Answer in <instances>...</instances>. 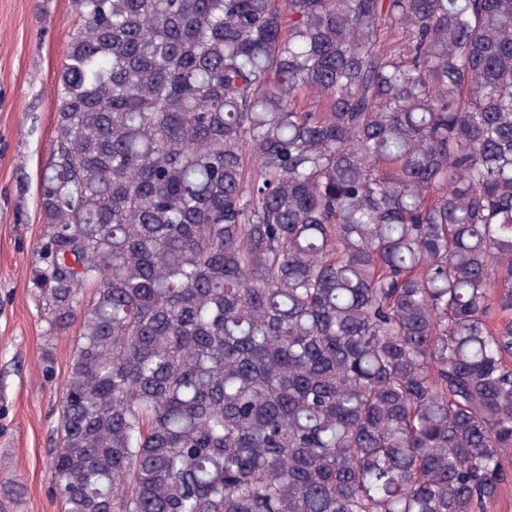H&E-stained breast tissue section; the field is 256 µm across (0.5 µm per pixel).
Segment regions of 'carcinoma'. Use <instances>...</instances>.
<instances>
[{
	"label": "carcinoma",
	"instance_id": "carcinoma-1",
	"mask_svg": "<svg viewBox=\"0 0 512 512\" xmlns=\"http://www.w3.org/2000/svg\"><path fill=\"white\" fill-rule=\"evenodd\" d=\"M32 268L65 512H487L512 486V0H74Z\"/></svg>",
	"mask_w": 512,
	"mask_h": 512
}]
</instances>
